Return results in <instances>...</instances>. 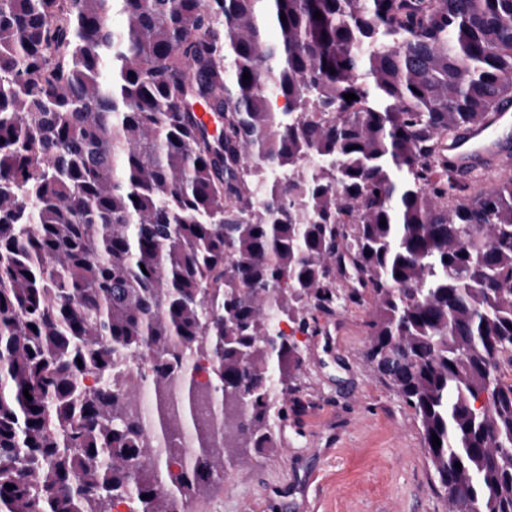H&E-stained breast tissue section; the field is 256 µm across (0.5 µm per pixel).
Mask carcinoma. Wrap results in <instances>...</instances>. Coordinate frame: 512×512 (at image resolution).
<instances>
[{
	"instance_id": "1",
	"label": "carcinoma",
	"mask_w": 512,
	"mask_h": 512,
	"mask_svg": "<svg viewBox=\"0 0 512 512\" xmlns=\"http://www.w3.org/2000/svg\"><path fill=\"white\" fill-rule=\"evenodd\" d=\"M511 96L512 0H0V512H181L278 452V326L340 301L446 512H512V177L444 154ZM193 447L192 434L183 432L173 437L161 438L156 443V448H177L173 461L186 460Z\"/></svg>"
}]
</instances>
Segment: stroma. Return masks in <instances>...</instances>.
I'll return each instance as SVG.
<instances>
[{
	"label": "stroma",
	"instance_id": "obj_1",
	"mask_svg": "<svg viewBox=\"0 0 512 512\" xmlns=\"http://www.w3.org/2000/svg\"><path fill=\"white\" fill-rule=\"evenodd\" d=\"M365 320L357 305L320 318L278 453L252 455L186 512H444L411 410L364 362Z\"/></svg>",
	"mask_w": 512,
	"mask_h": 512
}]
</instances>
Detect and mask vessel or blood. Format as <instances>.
<instances>
[{
  "label": "vessel or blood",
  "mask_w": 512,
  "mask_h": 512,
  "mask_svg": "<svg viewBox=\"0 0 512 512\" xmlns=\"http://www.w3.org/2000/svg\"><path fill=\"white\" fill-rule=\"evenodd\" d=\"M446 158L457 173L474 175L490 159L512 157V104L504 103L493 113L449 137Z\"/></svg>",
  "instance_id": "vessel-or-blood-1"
}]
</instances>
